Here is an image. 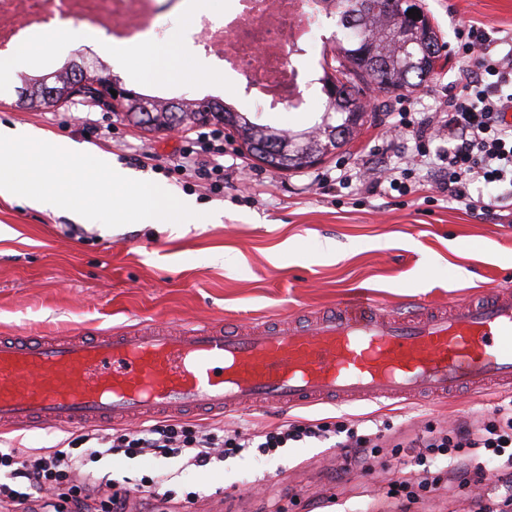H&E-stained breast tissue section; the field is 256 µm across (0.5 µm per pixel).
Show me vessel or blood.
Listing matches in <instances>:
<instances>
[{
  "label": "vessel or blood",
  "mask_w": 512,
  "mask_h": 512,
  "mask_svg": "<svg viewBox=\"0 0 512 512\" xmlns=\"http://www.w3.org/2000/svg\"><path fill=\"white\" fill-rule=\"evenodd\" d=\"M512 388V289L387 312L362 293L305 324L0 336V428L138 424L198 410L446 403Z\"/></svg>",
  "instance_id": "1"
}]
</instances>
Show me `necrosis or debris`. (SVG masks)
Here are the masks:
<instances>
[{
	"label": "necrosis or debris",
	"mask_w": 512,
	"mask_h": 512,
	"mask_svg": "<svg viewBox=\"0 0 512 512\" xmlns=\"http://www.w3.org/2000/svg\"><path fill=\"white\" fill-rule=\"evenodd\" d=\"M178 8L186 29L202 39L217 67L277 103L302 99L314 85L304 68V45L325 0H224L218 17L194 12L191 0H0V54L31 44L48 18L77 21L95 43L107 30L121 43H160L168 35V8Z\"/></svg>",
	"instance_id": "necrosis-or-debris-1"
}]
</instances>
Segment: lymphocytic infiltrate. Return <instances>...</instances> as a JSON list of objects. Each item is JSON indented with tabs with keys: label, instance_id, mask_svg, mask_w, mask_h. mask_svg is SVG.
I'll use <instances>...</instances> for the list:
<instances>
[{
	"label": "lymphocytic infiltrate",
	"instance_id": "f902f5d3",
	"mask_svg": "<svg viewBox=\"0 0 512 512\" xmlns=\"http://www.w3.org/2000/svg\"><path fill=\"white\" fill-rule=\"evenodd\" d=\"M468 34L470 39L462 46L467 65L459 75L460 91L443 105L450 147L428 164L426 179L466 210L485 211L488 203L472 199L470 183H512V122L507 119L512 93L503 91L512 86V55L493 57L487 33L473 27ZM223 154L222 135L201 131L186 140L175 169H191L197 180L219 190L224 170L216 159ZM330 438V428L314 420L245 435L238 430L202 431L187 421L165 419L121 433L80 434V443L87 447L82 457L64 448H43L26 456L14 448L0 449V474L5 477L0 483V512H92L97 501L102 512H128V491L104 493L102 479L86 469L87 462L99 461L116 448L132 456H181L186 466L204 468L250 448L270 456L293 442ZM414 445L423 451L417 459V478L426 486L433 467L441 464L447 466L450 480L465 484L482 479L487 464L512 467V403L497 406L492 416L478 422L464 419L451 430L427 432Z\"/></svg>",
	"mask_w": 512,
	"mask_h": 512
}]
</instances>
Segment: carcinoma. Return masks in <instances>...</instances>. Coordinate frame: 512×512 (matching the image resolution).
Wrapping results in <instances>:
<instances>
[{
	"label": "carcinoma",
	"mask_w": 512,
	"mask_h": 512,
	"mask_svg": "<svg viewBox=\"0 0 512 512\" xmlns=\"http://www.w3.org/2000/svg\"><path fill=\"white\" fill-rule=\"evenodd\" d=\"M338 27L345 31L336 42L332 55H323V90L325 114L314 126L284 132L269 124H261L248 112H237L219 100L213 101L211 120H228L242 144H253L269 138L281 142L305 141L313 151L325 156L348 144L368 117L365 100L374 90L394 93L413 91L431 79L430 47L438 49V31L432 23L413 24L400 8L401 0H373L374 8L364 11L362 0H332ZM410 32L411 45L403 49L404 36ZM59 89V97L48 101L32 95L24 106L30 110L59 108L68 100L61 96L74 88V66L65 64L49 72ZM152 124L148 131L159 132L174 126H190L204 122L193 99L182 98L160 102L150 99Z\"/></svg>",
	"instance_id": "carcinoma-1"
}]
</instances>
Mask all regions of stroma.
Here are the masks:
<instances>
[{
	"label": "stroma",
	"instance_id": "35a3bbf8",
	"mask_svg": "<svg viewBox=\"0 0 512 512\" xmlns=\"http://www.w3.org/2000/svg\"><path fill=\"white\" fill-rule=\"evenodd\" d=\"M447 45L442 65L424 87L370 101L369 118L350 144L303 170L274 172L242 150L224 132V190L211 192L190 174L171 172L185 138L197 127L149 133L93 102L62 108H19L17 76L0 81V124L34 129L47 139L67 138L114 164L142 174L182 202L196 218L166 229L115 228L81 223L69 210H45L33 199L0 198V335L37 328L64 335L76 327L93 332L141 323L239 320L261 323L298 317L360 291L373 293L385 309L405 301L445 306L488 288L512 286V218L483 220L425 186V171L412 162L413 141L389 136L401 118L430 119L435 132L425 142L429 158L447 151L448 131L438 107L455 88L465 60L458 52L470 26L489 33L498 54L512 48V0H423ZM169 38L156 47L158 65L141 57L110 61L126 88L175 83L178 94L203 98L188 81L197 67L221 86L225 97L243 99L234 76L214 70L202 43L184 38L183 21L171 16ZM96 127V137L84 130ZM154 161H147V154ZM402 169L403 191L373 189L379 165ZM334 242L335 253L325 250ZM512 398L496 388L481 409L466 398L436 406L372 403L319 404L283 412L198 416L200 429L245 433L271 431L301 419L330 428L359 420L366 433L381 428L386 447L344 462L329 442L310 439L280 449L274 458L249 450L203 469L182 459L124 454L104 456L93 470L116 483L145 474H167L178 494L198 492L193 512H375L392 506L387 491L399 472L410 471L406 440L426 426L446 428L456 420L489 412ZM70 430L52 427L0 430V448L30 454L67 447ZM490 468L479 483L458 486L447 471L436 474L446 494L413 486L416 512H472L488 486L500 478Z\"/></svg>",
	"mask_w": 512,
	"mask_h": 512
}]
</instances>
